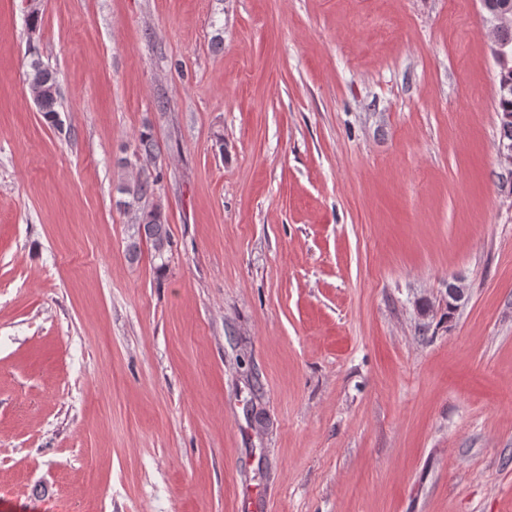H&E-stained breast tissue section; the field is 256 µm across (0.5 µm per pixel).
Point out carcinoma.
Here are the masks:
<instances>
[{
    "instance_id": "cac0c4a2",
    "label": "carcinoma",
    "mask_w": 512,
    "mask_h": 512,
    "mask_svg": "<svg viewBox=\"0 0 512 512\" xmlns=\"http://www.w3.org/2000/svg\"><path fill=\"white\" fill-rule=\"evenodd\" d=\"M496 38L504 49L497 70L498 99L496 112L499 118V141L512 143V26L500 30ZM28 81L45 87L42 98L36 100L39 112L46 123L58 132L64 131V123L58 110L59 87L57 72L37 52L31 53L28 62ZM158 146L148 130L140 132L136 153L149 157L157 153ZM162 181L161 172L140 169L137 176L123 181L116 187L120 198L117 205L133 214L132 233L127 245L129 259L135 260L140 252V242L146 241L153 250L154 259L164 268L172 253L173 241L169 226L159 203L155 202Z\"/></svg>"
}]
</instances>
